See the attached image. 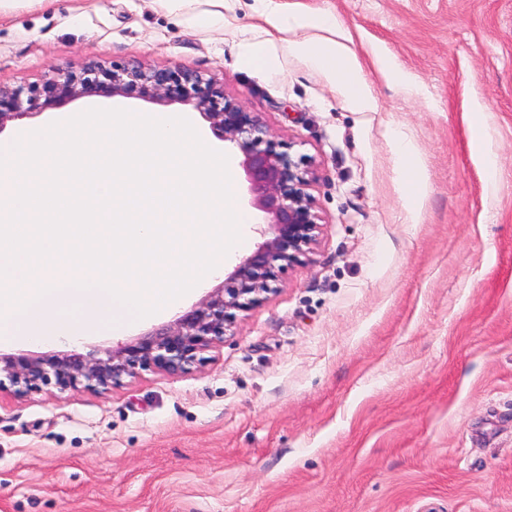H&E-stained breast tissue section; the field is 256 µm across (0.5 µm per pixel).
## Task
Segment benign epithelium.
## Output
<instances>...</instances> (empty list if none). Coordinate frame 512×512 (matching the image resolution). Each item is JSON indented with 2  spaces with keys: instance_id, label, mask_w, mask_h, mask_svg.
<instances>
[{
  "instance_id": "1",
  "label": "benign epithelium",
  "mask_w": 512,
  "mask_h": 512,
  "mask_svg": "<svg viewBox=\"0 0 512 512\" xmlns=\"http://www.w3.org/2000/svg\"><path fill=\"white\" fill-rule=\"evenodd\" d=\"M134 97L163 104L191 105L209 123L224 150L241 157L250 205L262 213L271 237L244 256L202 301L172 322L112 349L75 345L68 351L0 353V393L25 397L52 386L102 394L143 371L186 374L224 345L236 312L261 303L283 274L318 244L321 225L307 192L313 172L296 161L285 144L212 78L180 68L103 66L89 62L77 71L16 89L0 88V133L5 122L38 114L82 97Z\"/></svg>"
}]
</instances>
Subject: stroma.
Here are the masks:
<instances>
[{
	"mask_svg": "<svg viewBox=\"0 0 512 512\" xmlns=\"http://www.w3.org/2000/svg\"><path fill=\"white\" fill-rule=\"evenodd\" d=\"M274 2L277 23L264 0L0 14L4 88L92 61L215 79L310 165L323 226L194 371L0 396V512H512V0ZM323 11L335 27L292 23ZM297 42L336 43L373 108ZM400 154L405 161L402 171L405 181L410 185L413 192H418L421 184L422 168L413 157L410 147L407 144L400 145Z\"/></svg>",
	"mask_w": 512,
	"mask_h": 512,
	"instance_id": "stroma-1",
	"label": "stroma"
}]
</instances>
